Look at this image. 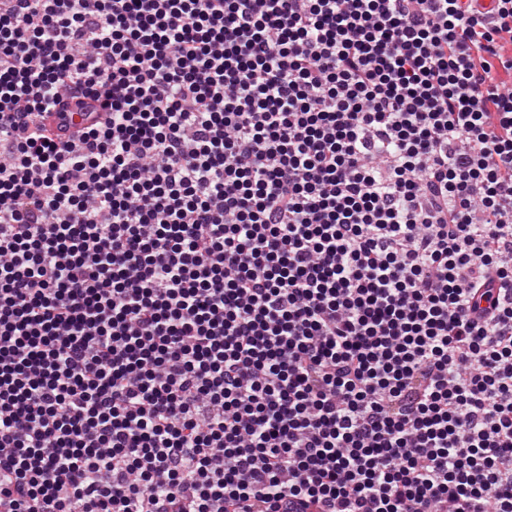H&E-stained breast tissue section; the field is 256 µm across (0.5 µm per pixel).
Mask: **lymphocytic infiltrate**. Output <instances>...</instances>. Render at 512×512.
<instances>
[{"instance_id":"lymphocytic-infiltrate-1","label":"lymphocytic infiltrate","mask_w":512,"mask_h":512,"mask_svg":"<svg viewBox=\"0 0 512 512\" xmlns=\"http://www.w3.org/2000/svg\"><path fill=\"white\" fill-rule=\"evenodd\" d=\"M0 512H512V0H0ZM59 112H50L45 116V121L50 126L51 130L55 133H63L67 132L68 134L76 132L79 128L83 127L84 125L88 124L90 121H92L93 117H96L97 115H94L92 117L88 116L89 112H65L67 114V123H64ZM69 113H71V116H69ZM59 128L61 130H59Z\"/></svg>"}]
</instances>
